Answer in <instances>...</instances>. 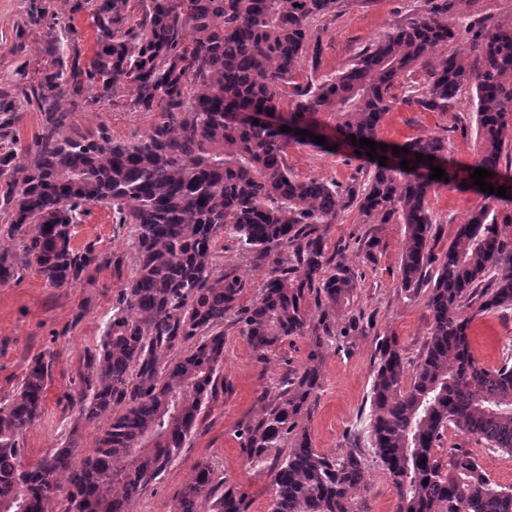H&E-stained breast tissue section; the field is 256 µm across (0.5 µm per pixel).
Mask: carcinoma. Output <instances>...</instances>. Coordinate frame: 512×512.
<instances>
[{
    "label": "carcinoma",
    "instance_id": "1",
    "mask_svg": "<svg viewBox=\"0 0 512 512\" xmlns=\"http://www.w3.org/2000/svg\"><path fill=\"white\" fill-rule=\"evenodd\" d=\"M471 2L423 0L421 13L366 45L345 70L303 84L295 76L313 27L339 0H77L90 12L96 50L87 62L56 58L38 90L23 92L45 115L28 155L16 151L12 117L0 120V208L20 243L0 242V283L32 267L52 288H70L103 265L121 272L122 255L72 242L94 205L132 226L137 263L85 351L71 397L79 419L108 421L94 448L77 461L69 440L33 467L21 462L24 436L44 411L51 358L33 359L13 398L0 401V512H53L63 491L66 512H132L209 409L228 317L263 364L292 337L313 344L305 365L287 367L237 430L250 468L270 472L266 512H359L371 460L394 485L396 512H512V486L492 482L470 449L436 452L452 426L512 454V355L484 366L469 345L471 317L462 315L512 312V174L502 171L512 165V21H475L460 8ZM463 33L468 51L448 50ZM414 68L422 85L402 83ZM125 87L134 106L162 112L143 139L59 134L64 97L101 89L114 97ZM396 89L432 112L469 93L475 163L454 166L448 141L425 135L398 144L407 154L387 145L385 165L374 164L362 184L296 177L288 148L317 146L313 134L333 133L363 154L370 148L350 135L381 143ZM236 105L274 113L276 122L240 120L229 110ZM404 159L411 170L400 167ZM433 166L448 180L430 179ZM476 168L492 172L485 182L508 197L481 193L483 203L438 253L431 189L476 190ZM353 206L364 224L404 225L400 288L427 292L429 312L417 361L396 337L377 340L369 457L357 446L322 453L302 426L321 388L323 349L346 336L336 307L354 296L357 275L328 255L326 229ZM226 234L263 270L248 304V279L218 264ZM377 246L373 235L354 240L367 259ZM171 512H249V501L200 463Z\"/></svg>",
    "mask_w": 512,
    "mask_h": 512
}]
</instances>
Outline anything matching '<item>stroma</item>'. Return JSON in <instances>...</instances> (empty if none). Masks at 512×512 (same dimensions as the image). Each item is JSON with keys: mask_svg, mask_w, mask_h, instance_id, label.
<instances>
[{"mask_svg": "<svg viewBox=\"0 0 512 512\" xmlns=\"http://www.w3.org/2000/svg\"><path fill=\"white\" fill-rule=\"evenodd\" d=\"M74 0H0V108L12 115V131L19 151L33 147L42 132L44 114L36 103L17 98L20 90L36 84L44 70L52 68L55 57L49 47L63 54H79L88 60L95 49L93 21L87 12L74 11ZM421 0H341L335 15L316 26L321 46L319 72L344 69L354 54L395 24L409 20ZM78 32L77 39L64 36L65 27ZM68 134L89 139L107 133L112 139H143L160 119L159 111L133 106L130 92L113 100H95L91 95L65 98ZM471 108L468 96H461L452 112H425L413 101L400 99L385 116L379 137L389 144L402 143L427 134L448 140V155L461 167L477 157L473 136L462 135ZM288 163L302 180L324 179L342 184L364 181L371 167L367 157L348 148L327 153L308 146H292ZM430 206L437 219V250H446L458 224L477 207L480 196L458 186L432 189ZM74 243L83 247L95 243L97 250L124 254L121 272L103 266L90 279L69 289L49 287L35 270L23 271L19 279L0 284V399L16 393L28 364L38 355L52 354L46 406L41 418L26 432L23 460L33 464L50 449L75 436L79 453L94 448L104 424L82 422L66 396L76 378L87 348L95 346L104 323L126 279L135 269V255L129 252L130 227L115 224L103 206L91 207L74 228ZM375 234L378 246L372 258L347 249V242ZM330 248H342L341 258L360 278L351 304L336 312L337 326L348 334L335 347L326 349L322 361V387L314 410L304 425L321 452L340 453L349 446L347 434L359 428L361 413L369 408V392L375 341L380 336L397 337L409 359H417L428 331L425 296L406 297L398 282V267L404 242L399 224L361 223L357 209L342 213L327 229ZM471 346L485 365H498L512 350V313L477 316L470 327ZM311 349L308 338H294L278 348L268 363L256 355L232 321L224 323V364L207 416L180 457L135 501L134 512H171L176 499L199 462L209 463L222 474L227 485L247 493L250 512H265L271 478L251 469L238 445L236 431L250 418L256 397L263 387L276 382L286 366L305 365ZM467 446L495 483L512 486V455L466 439L448 429L443 448ZM397 495L385 470L370 463L366 488L360 498L361 512H396Z\"/></svg>", "mask_w": 512, "mask_h": 512, "instance_id": "35a3bbf8", "label": "stroma"}]
</instances>
